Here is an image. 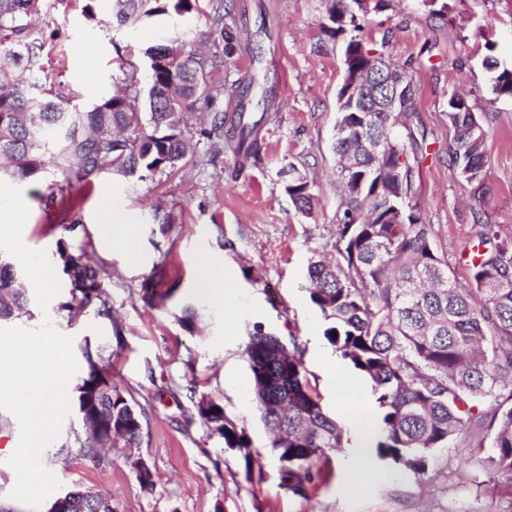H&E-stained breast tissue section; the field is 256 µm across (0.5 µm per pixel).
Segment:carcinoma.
<instances>
[{"instance_id":"obj_1","label":"carcinoma","mask_w":512,"mask_h":512,"mask_svg":"<svg viewBox=\"0 0 512 512\" xmlns=\"http://www.w3.org/2000/svg\"><path fill=\"white\" fill-rule=\"evenodd\" d=\"M198 0H113L121 22L147 21L172 12L182 16ZM330 31H359L369 12L388 0H328ZM45 0H0V46L16 67L34 70L46 42L36 18ZM209 36L215 46L229 47L234 33L224 25V0L213 2ZM179 45L146 50L147 87L123 68L112 74V95L90 107H63L64 97L50 99L0 77V162L20 180L46 172L47 202L74 200L82 185L102 172L130 176L137 172L179 169L189 144L187 114L200 102L212 104L224 86L212 82L215 60ZM376 61L398 82L394 111L384 112L366 89L351 100L338 92L341 127L336 157L348 156L352 167L337 176L342 187L336 214V260H312L307 267L309 298L327 322L324 336L336 354L370 386L378 410L379 434L372 443L375 459L426 473L433 451L448 447L474 413L491 415L488 444L473 452L486 454L495 472L512 475V242L499 239L493 225H483L484 250L470 265L471 284L460 287L435 245L433 225L423 221L414 203L413 167L409 158L423 153L425 141L413 132L401 136L398 118L413 105L416 90L404 67L351 37L345 50V73ZM493 94L512 100V67L484 59ZM448 122L454 130L450 161L468 182L483 187L486 176L481 119L469 103L448 98ZM239 125L238 151L259 153ZM285 189L296 208L309 215L317 200L306 176L294 166L282 170ZM63 238L57 254L69 281L70 301L63 307L80 312L92 307L112 318L102 270L69 251L64 236L77 223L58 225ZM28 303L24 274L0 262V320H9ZM244 354L254 400L263 423L273 432L270 448L283 464L284 478L312 482L316 462L347 443L345 426L329 416L307 387L301 352L295 342L260 329L248 333ZM86 370L79 377L77 399L84 401V431L68 454L98 461L110 434L125 423L123 441L132 448L141 434V413L112 388V354L104 348L84 350ZM199 416L228 448L242 454L246 472L253 467L245 428L213 399L196 403Z\"/></svg>"}]
</instances>
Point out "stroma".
I'll use <instances>...</instances> for the list:
<instances>
[{"mask_svg":"<svg viewBox=\"0 0 512 512\" xmlns=\"http://www.w3.org/2000/svg\"><path fill=\"white\" fill-rule=\"evenodd\" d=\"M110 0H48L39 23L49 38L41 68L32 80L83 106L112 91L118 67L147 71L145 51L176 31H189L192 48L214 52L208 37L210 0L186 17L161 15L135 25H118ZM225 21L235 34L233 48L215 71L216 83L231 85L256 78L263 89L246 98L221 96L224 141L213 147L192 121L191 151L182 168L121 176L93 177L73 202H45L51 173L20 181L30 209L22 237L31 249L56 261L61 223H78L71 249L86 248L104 270L112 303L106 319L93 309L63 310L61 290L48 310L29 300L10 326L37 328L51 319L72 336L75 357L85 348L112 349V381L143 407L136 447L117 444L100 462L62 454L81 423L64 421L60 436L42 463L61 492L85 488L107 498L113 512H512V476L487 470L471 446L485 440L488 417L477 416L437 449L422 478L387 464L375 476L352 486L349 452H330L313 482L294 490L281 478L269 448L270 434L256 409L244 355L254 326L294 339L306 381L330 416L347 420L350 408L374 410L367 384L348 390L324 373L335 351L324 337L326 323L309 300L311 258L336 254V208L341 189L332 153L344 75L348 34L326 31L325 0H224ZM370 47L404 65L415 89L406 123L427 136L428 148L413 160L414 201L436 231L435 243L461 287L470 283L471 248L483 224L512 240V101L496 98L483 66L494 55L512 66V0H390L371 14L360 33ZM90 42L89 56L74 53ZM466 95L486 131L484 189L468 183L449 161L453 131L448 123L450 94ZM254 127L258 157L236 154L235 126ZM295 166L311 184L317 203L312 214L296 210L280 171ZM111 198L134 226L132 248H104L99 205ZM481 211L483 224L471 213ZM224 258L252 303L228 319L223 310L195 293L198 265ZM174 293L151 307L143 290L157 269ZM209 397L243 424L255 459L245 469L238 450L211 435L195 403ZM19 440L16 418L0 410V512H30L11 498L16 473L7 460ZM153 473L154 491L141 488L137 466Z\"/></svg>","mask_w":512,"mask_h":512,"instance_id":"stroma-1","label":"stroma"}]
</instances>
